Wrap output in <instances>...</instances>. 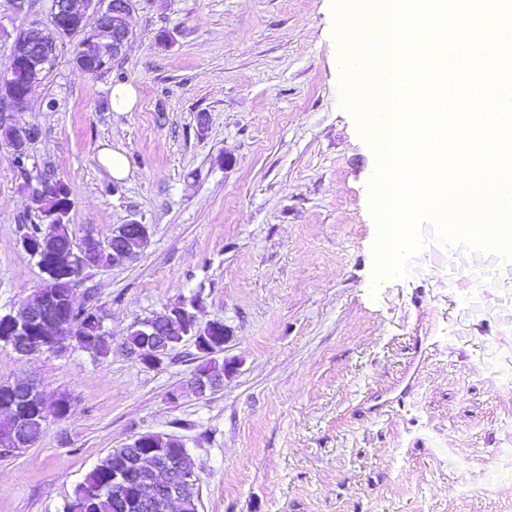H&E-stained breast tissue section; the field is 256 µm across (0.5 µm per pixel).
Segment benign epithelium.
<instances>
[{"mask_svg": "<svg viewBox=\"0 0 512 512\" xmlns=\"http://www.w3.org/2000/svg\"><path fill=\"white\" fill-rule=\"evenodd\" d=\"M135 0H51L48 22L34 23L17 31L12 43V65L10 73L0 77V105L9 112L25 108L31 89L41 82L46 69L53 63L57 43L70 39L72 30L88 25L95 18L92 31L101 41L98 57L92 63H86L74 57L76 69L87 75H98L110 70L111 63L119 60L132 35L129 19L134 12ZM15 138L9 147L12 154L22 158L28 156L29 145L38 138V128L34 125L13 126ZM151 236V226L132 222L119 224L112 228V236L101 240L89 231L83 236L77 251L68 255L64 267L55 263L41 266L44 278L41 290L49 291L55 278L64 275L76 280L84 269L93 262L95 253L103 246L112 249V264L118 265L130 259L132 247L144 248ZM179 323L190 330L198 326L196 316L185 306H175L162 313L140 319L135 322L139 335L145 339L144 346L150 347ZM57 399L49 398L38 386L30 382L27 395L10 403L18 408L15 429L25 427L28 416L40 419L46 416L48 407H57ZM159 469L168 473L167 494L159 505L162 512H175L174 504L179 496L181 480L178 478L176 460L162 459ZM152 479V473L134 463L127 470L112 476V493L119 497L129 494L132 484H143Z\"/></svg>", "mask_w": 512, "mask_h": 512, "instance_id": "1", "label": "benign epithelium"}]
</instances>
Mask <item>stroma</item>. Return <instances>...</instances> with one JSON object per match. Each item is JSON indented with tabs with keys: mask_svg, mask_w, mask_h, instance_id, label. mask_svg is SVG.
Segmentation results:
<instances>
[{
	"mask_svg": "<svg viewBox=\"0 0 512 512\" xmlns=\"http://www.w3.org/2000/svg\"><path fill=\"white\" fill-rule=\"evenodd\" d=\"M336 0H137L111 70L78 71L73 44L21 112L40 135L25 169L0 141V314L39 288L21 245L38 221L26 187L70 191L74 238L150 225L148 245L86 269L77 303L99 309L111 355L76 345L18 360L0 382L66 397L45 434L0 454V512H64L111 450L176 436L200 478L199 512H512V259L447 246L424 224L403 277L376 278V156L344 107ZM50 0H0V76L12 35ZM133 85L130 112L112 86ZM120 151L124 177L98 159ZM195 303L223 321L239 366L203 396V355L185 342L148 368L123 355L137 320ZM112 110L116 112H130L138 102V94L132 85L117 84L112 87L110 98Z\"/></svg>",
	"mask_w": 512,
	"mask_h": 512,
	"instance_id": "35a3bbf8",
	"label": "stroma"
}]
</instances>
